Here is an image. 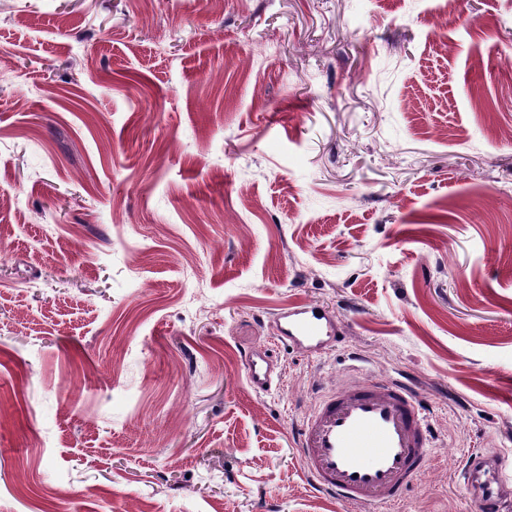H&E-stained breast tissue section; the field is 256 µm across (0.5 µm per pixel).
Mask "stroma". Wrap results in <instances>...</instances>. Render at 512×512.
<instances>
[{"label":"stroma","mask_w":512,"mask_h":512,"mask_svg":"<svg viewBox=\"0 0 512 512\" xmlns=\"http://www.w3.org/2000/svg\"><path fill=\"white\" fill-rule=\"evenodd\" d=\"M0 0V512H348L295 447L404 375L512 465V0ZM317 304L340 341L274 343ZM267 351L260 392L245 357Z\"/></svg>","instance_id":"1"}]
</instances>
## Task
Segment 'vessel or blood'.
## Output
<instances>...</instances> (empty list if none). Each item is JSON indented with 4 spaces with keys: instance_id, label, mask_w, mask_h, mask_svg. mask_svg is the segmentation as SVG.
<instances>
[{
    "instance_id": "obj_1",
    "label": "vessel or blood",
    "mask_w": 512,
    "mask_h": 512,
    "mask_svg": "<svg viewBox=\"0 0 512 512\" xmlns=\"http://www.w3.org/2000/svg\"><path fill=\"white\" fill-rule=\"evenodd\" d=\"M280 341L317 353L335 343L336 319L324 308L300 304L288 308L277 322ZM246 377L258 390L272 383L269 356L256 352L245 363ZM426 418L414 388L389 377L368 383L350 380L324 394L303 422L298 451L307 479L336 502L364 512H394L405 491L433 459ZM503 461L482 453L464 462V483L485 512H512L504 498L511 478Z\"/></svg>"
}]
</instances>
